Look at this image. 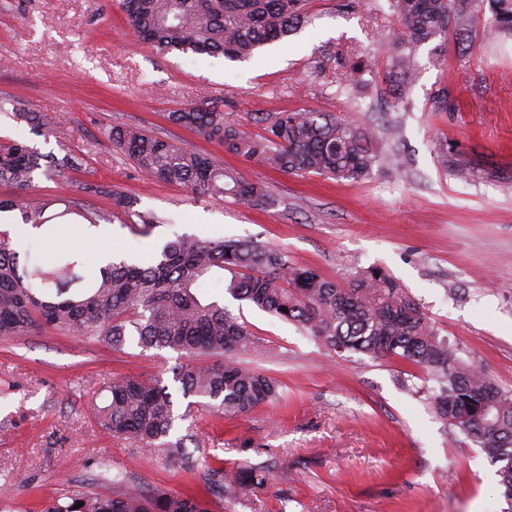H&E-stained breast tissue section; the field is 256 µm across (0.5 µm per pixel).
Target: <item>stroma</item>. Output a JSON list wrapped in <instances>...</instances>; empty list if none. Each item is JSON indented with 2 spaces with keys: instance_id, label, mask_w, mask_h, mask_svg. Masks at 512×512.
<instances>
[{
  "instance_id": "35a3bbf8",
  "label": "stroma",
  "mask_w": 512,
  "mask_h": 512,
  "mask_svg": "<svg viewBox=\"0 0 512 512\" xmlns=\"http://www.w3.org/2000/svg\"><path fill=\"white\" fill-rule=\"evenodd\" d=\"M312 19L247 62L157 54L131 29L119 0H0V98L25 100L55 117L48 136L0 112V140L41 153L87 157L61 184L35 178L51 200L55 231L9 224L14 248L50 260L74 250L96 260L106 248L144 257L181 234L253 240L336 279L385 268L408 290L460 357L512 391V37L488 41L449 29L444 61L433 44L415 52L416 79L403 100L383 94L378 74L393 18L388 0H311ZM369 59L370 85L346 87L352 59ZM447 90L448 109L433 97ZM242 124L254 112H333L373 126L399 165L374 166L364 180L284 174L224 153L168 113L215 97ZM131 124L220 158L269 184L274 206L243 209L228 197L195 195L141 175L106 136ZM98 180L134 197L163 223L143 236L122 219L89 227L66 213ZM202 295L220 298L253 342L239 363L280 384L278 400L235 418L189 406L169 349L121 350L35 330L0 339V512H38L71 481L104 492L101 468L194 490L190 473L156 448L106 434L90 404L113 377L167 384L176 434L195 459L217 449L225 467L264 465L266 485L228 500L224 512H512L497 467L469 438L433 413L423 378L395 359L339 354L310 332L227 296L222 278ZM96 467L87 468L86 459Z\"/></svg>"
}]
</instances>
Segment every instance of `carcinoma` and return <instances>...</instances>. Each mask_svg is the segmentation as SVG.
Listing matches in <instances>:
<instances>
[{"label":"carcinoma","mask_w":512,"mask_h":512,"mask_svg":"<svg viewBox=\"0 0 512 512\" xmlns=\"http://www.w3.org/2000/svg\"><path fill=\"white\" fill-rule=\"evenodd\" d=\"M395 27L388 47L383 90L399 98L414 80L413 51L450 26L466 30L472 0H389ZM490 18L482 35L512 36V0H487ZM308 0H121V9L138 37L159 53L222 55L246 60L271 42L285 39L309 21ZM368 65L352 63L348 85L364 86ZM13 118L31 133H50L53 118L12 101ZM168 120L198 137L245 159H256L283 173L326 175L360 181L374 165L398 162L382 152L376 133L326 112H254L252 134L230 119L216 102L168 114ZM112 145L139 172L162 183L182 184L193 193L230 197L242 208L274 205L266 182L228 169L212 154L192 150L140 127L115 124L106 130ZM82 154L58 161L21 141L0 143V186L30 188L36 173L49 180L80 172ZM82 192L112 200L137 232L147 235L163 220L136 209L137 202L109 184L86 181ZM49 202L0 197V212L17 211L23 223L41 228ZM76 214L96 225L114 213L75 205ZM222 272L232 298L249 302L284 321L296 323L337 353H362L397 359L424 371L437 386L429 390L435 414L458 428L484 452L497 470L504 496L512 502V391L500 388L476 365L458 357L456 344L440 335L415 300L384 268H361L340 280L324 277L288 255L233 239L182 235L167 241L151 260L121 259L88 265L67 252L51 263L20 261L8 234H0V337L52 329L120 349L134 336L144 349H169L187 357L216 356L212 364L187 362L172 367L183 396L208 401L216 413L246 414L277 398L279 384L243 367L234 353L251 342L250 332L217 301L204 302L197 290ZM102 403L91 410L104 431L130 436L161 450L190 472L203 493L175 492L164 486L130 480L118 472L107 482L121 491L112 495L69 484L41 502L40 512H218L224 499L265 485L261 468L235 471L215 462L199 463L185 451L184 439L169 437L176 416L168 386L158 378L125 375L103 387ZM495 394L490 407L486 397Z\"/></svg>","instance_id":"obj_1"}]
</instances>
